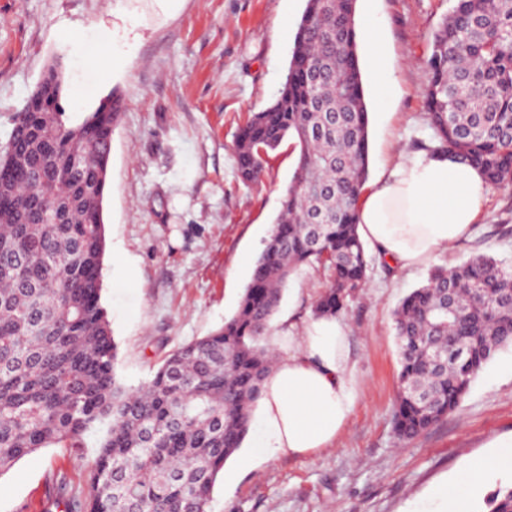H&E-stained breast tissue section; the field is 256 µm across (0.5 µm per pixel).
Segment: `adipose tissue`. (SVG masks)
Segmentation results:
<instances>
[{
    "label": "adipose tissue",
    "mask_w": 512,
    "mask_h": 512,
    "mask_svg": "<svg viewBox=\"0 0 512 512\" xmlns=\"http://www.w3.org/2000/svg\"><path fill=\"white\" fill-rule=\"evenodd\" d=\"M490 186L473 166L427 152L404 155L359 204V233L379 259L400 268L426 264L472 232ZM356 366L346 324L319 318L288 326L262 382L247 436V461L304 456L331 446L347 427ZM512 470V442L473 457L459 480L467 488Z\"/></svg>",
    "instance_id": "adipose-tissue-1"
}]
</instances>
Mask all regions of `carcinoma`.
<instances>
[{"mask_svg": "<svg viewBox=\"0 0 512 512\" xmlns=\"http://www.w3.org/2000/svg\"><path fill=\"white\" fill-rule=\"evenodd\" d=\"M358 0H307L276 101L238 132L239 179L254 183L287 139L298 157L282 209L235 313L167 354L128 388L101 302L103 202L112 93L79 122L62 112L55 61L0 151V476L43 448L97 436L87 498L63 512H212L214 487L248 435L275 353L265 342L291 276L330 273L315 315L336 317L365 286L358 202L369 173L368 110L356 41ZM425 107L436 144L512 185V0H455L435 31ZM484 289L483 300L470 289ZM456 314H448V296ZM395 429L412 439L455 412L477 375L512 347V266L475 256L435 270L394 313ZM487 512H512V486Z\"/></svg>", "mask_w": 512, "mask_h": 512, "instance_id": "obj_1", "label": "carcinoma"}]
</instances>
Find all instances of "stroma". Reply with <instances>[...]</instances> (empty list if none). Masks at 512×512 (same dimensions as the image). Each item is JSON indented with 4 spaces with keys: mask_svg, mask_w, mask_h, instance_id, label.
Returning a JSON list of instances; mask_svg holds the SVG:
<instances>
[{
    "mask_svg": "<svg viewBox=\"0 0 512 512\" xmlns=\"http://www.w3.org/2000/svg\"><path fill=\"white\" fill-rule=\"evenodd\" d=\"M453 0H359L381 52L358 53L369 110V176L375 185L401 154L431 142L424 106L435 31ZM306 0H0V145L52 61H62L60 104L70 121L112 92L124 98L113 131L104 199L102 303L118 344L116 375L147 383L161 359L208 335L235 312L279 214L297 154L272 152L261 181L239 180L235 142L252 113L285 81ZM384 72L386 97L375 75ZM92 86L75 100L73 91ZM488 254L512 264V191L491 188L470 238L429 264L391 269L367 248L361 292L342 315L357 370L350 421L328 448L248 468L226 463L213 512H429L427 492L474 455L512 438V349L475 379L460 408L413 439L393 414L399 386L394 311L432 269ZM328 273L291 277L270 335L313 318ZM96 439L45 448L0 476V512H56L59 496L87 497Z\"/></svg>",
    "mask_w": 512,
    "mask_h": 512,
    "instance_id": "1",
    "label": "stroma"
}]
</instances>
